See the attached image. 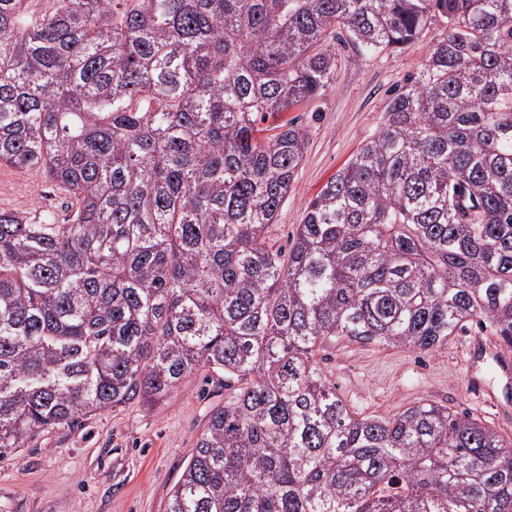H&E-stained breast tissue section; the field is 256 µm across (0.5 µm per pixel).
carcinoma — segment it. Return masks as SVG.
Segmentation results:
<instances>
[{
	"label": "carcinoma",
	"mask_w": 512,
	"mask_h": 512,
	"mask_svg": "<svg viewBox=\"0 0 512 512\" xmlns=\"http://www.w3.org/2000/svg\"><path fill=\"white\" fill-rule=\"evenodd\" d=\"M434 20L282 251L283 114L327 37ZM0 164L69 199L0 211V454L206 370L228 396L166 512H512V440L435 402L360 417L321 365L337 338L512 349V0H0Z\"/></svg>",
	"instance_id": "1"
}]
</instances>
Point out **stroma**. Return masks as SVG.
Segmentation results:
<instances>
[{"label": "stroma", "mask_w": 512, "mask_h": 512, "mask_svg": "<svg viewBox=\"0 0 512 512\" xmlns=\"http://www.w3.org/2000/svg\"><path fill=\"white\" fill-rule=\"evenodd\" d=\"M440 30V22L432 21L416 41L376 54L360 52L343 33L328 39L336 66L326 86L289 113L306 130L308 148L277 217L280 245L292 239L309 199L376 132L390 95L418 72ZM66 202L40 173L0 166V210L60 213ZM467 345L462 334L418 354L340 340L328 344L325 366L357 413L389 417L428 399L467 411L512 440V414L496 416L469 395V374L491 384L496 378L485 364L469 365ZM224 397L217 382L198 373L164 404L108 409L81 427L1 454L0 512H166L171 488Z\"/></svg>", "instance_id": "35a3bbf8"}]
</instances>
